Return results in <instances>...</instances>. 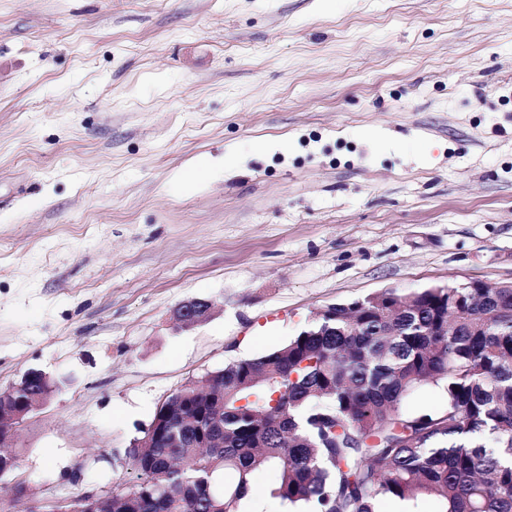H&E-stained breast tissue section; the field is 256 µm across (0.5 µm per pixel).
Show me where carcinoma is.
I'll return each instance as SVG.
<instances>
[{"label": "carcinoma", "mask_w": 512, "mask_h": 512, "mask_svg": "<svg viewBox=\"0 0 512 512\" xmlns=\"http://www.w3.org/2000/svg\"><path fill=\"white\" fill-rule=\"evenodd\" d=\"M338 303L283 346L224 366V404L173 413L151 448L130 449L112 512H241L255 475L293 512H378L393 498L439 512H512V288L454 287ZM434 384L444 408L408 413ZM200 429L218 448H196Z\"/></svg>", "instance_id": "cac0c4a2"}]
</instances>
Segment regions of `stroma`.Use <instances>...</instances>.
<instances>
[{"label": "stroma", "instance_id": "stroma-1", "mask_svg": "<svg viewBox=\"0 0 512 512\" xmlns=\"http://www.w3.org/2000/svg\"><path fill=\"white\" fill-rule=\"evenodd\" d=\"M473 280L512 282V0H0V389L59 384L9 512L112 493L326 306ZM212 305L205 299H189L173 312L174 322L181 328H191L205 321L211 314Z\"/></svg>", "mask_w": 512, "mask_h": 512}]
</instances>
